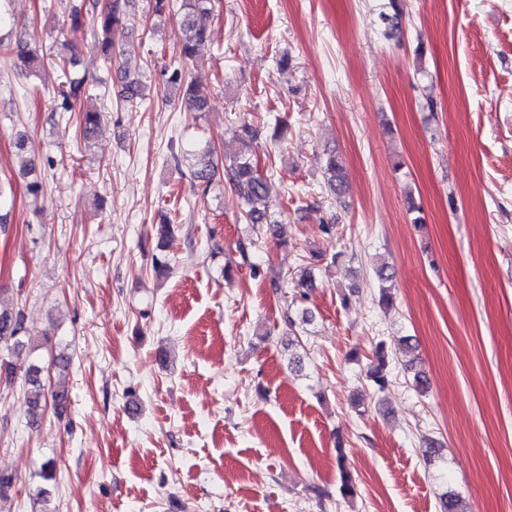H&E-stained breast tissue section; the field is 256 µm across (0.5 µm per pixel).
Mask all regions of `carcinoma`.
Masks as SVG:
<instances>
[{
  "label": "carcinoma",
  "instance_id": "obj_1",
  "mask_svg": "<svg viewBox=\"0 0 512 512\" xmlns=\"http://www.w3.org/2000/svg\"><path fill=\"white\" fill-rule=\"evenodd\" d=\"M129 0H81V3L72 6L68 14L70 29L80 30L85 21L91 22L92 34L97 38L104 61L108 64L118 62V72L123 83V102L129 105H138L145 100L143 85L136 75V68L129 62L117 59L115 51V38L124 28ZM184 14L181 19V37L178 43L179 53L165 65L158 74V82L164 88L175 92H182L181 101L189 112H203L207 108L205 97L196 93L194 85L186 81V68L189 63L204 55L209 48L207 20L211 13V0H184L182 4ZM386 35L394 37L401 32L402 12L398 0H388L386 9L379 15ZM70 43H63V51L56 59L64 81L57 90V108L62 112L74 110V103L89 92V83L86 76L78 75L75 71L76 61L71 51ZM0 53L9 57H16L27 64L39 60L37 48L29 42L18 40L14 43L4 42L0 35ZM100 123V113L86 111L76 116V124L80 135L85 141L94 139ZM171 160L174 165L184 170V175L193 187L206 194L213 185L217 171L214 160V150L210 144L195 146L191 149L183 148L171 151ZM230 170L240 195L245 200V211L248 223L258 225L266 221L265 212L261 211L259 204L267 194L265 179L259 174L257 165L252 158V150L245 148L229 158ZM326 184L336 196H342L348 187L347 175L336 155H327L324 165ZM21 174L27 178L26 189L35 194L44 189L41 177L36 175V167L29 163L22 168ZM379 282L378 302L384 309L393 306L392 282L394 274L387 266L382 265L375 270ZM294 288L299 298L306 299L314 288V279L311 269L301 270L294 278ZM313 320L311 311L304 309L301 315L292 317L290 312L284 313V322L288 331L297 333V328L308 325ZM25 327L21 313L13 312L0 306V345L9 343L23 346ZM43 368L37 364L28 367L25 375L26 400L31 418L36 419L42 415L47 407H52L56 414H63L70 402L67 390L60 386L47 387L42 378ZM365 376L379 391L385 390L391 381L389 368V355L387 344L380 341L372 352ZM339 470L338 495L350 500L355 497L356 483L348 471L344 457L337 459ZM39 477L42 485L36 493V500L49 504L52 496V486L56 479V463L52 459L44 461L41 465ZM439 512H465L462 508L461 498L447 492L439 499Z\"/></svg>",
  "mask_w": 512,
  "mask_h": 512
}]
</instances>
